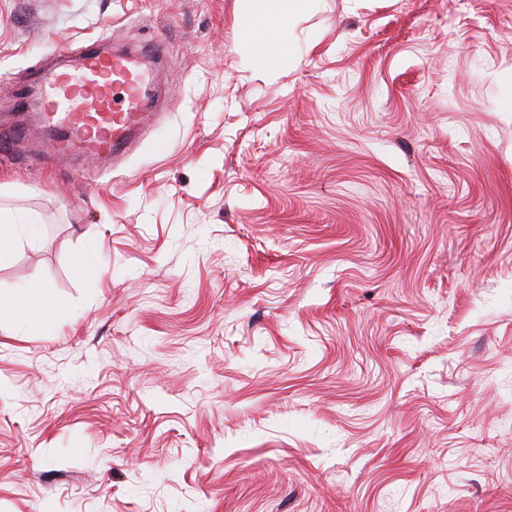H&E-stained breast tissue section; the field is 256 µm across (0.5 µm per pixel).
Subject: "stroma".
Here are the masks:
<instances>
[{
    "label": "stroma",
    "instance_id": "obj_1",
    "mask_svg": "<svg viewBox=\"0 0 512 512\" xmlns=\"http://www.w3.org/2000/svg\"><path fill=\"white\" fill-rule=\"evenodd\" d=\"M0 0V512H512V0ZM158 42L155 117L57 157L21 96ZM92 256L84 275L76 257ZM312 0H247L249 24L240 38L254 48V63L273 71L289 48L293 23L312 7ZM0 266L12 259V244L14 242L13 217L8 211L0 210ZM0 323L16 320L34 333H50L63 313V307L46 291L0 286Z\"/></svg>",
    "mask_w": 512,
    "mask_h": 512
}]
</instances>
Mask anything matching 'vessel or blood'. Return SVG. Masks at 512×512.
<instances>
[{"label": "vessel or blood", "instance_id": "b4317fda", "mask_svg": "<svg viewBox=\"0 0 512 512\" xmlns=\"http://www.w3.org/2000/svg\"><path fill=\"white\" fill-rule=\"evenodd\" d=\"M147 52L106 53L84 42L66 67L47 72L40 99L47 120L66 133L52 148L61 155L119 154L133 128L153 109Z\"/></svg>", "mask_w": 512, "mask_h": 512}]
</instances>
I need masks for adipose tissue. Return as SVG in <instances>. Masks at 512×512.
Instances as JSON below:
<instances>
[{
    "mask_svg": "<svg viewBox=\"0 0 512 512\" xmlns=\"http://www.w3.org/2000/svg\"><path fill=\"white\" fill-rule=\"evenodd\" d=\"M249 23L240 38L254 49L256 65L274 70L287 51L293 23L312 7L311 0H247ZM63 312L46 291L0 289V319L15 320L34 333H49Z\"/></svg>",
    "mask_w": 512,
    "mask_h": 512,
    "instance_id": "1",
    "label": "adipose tissue"
}]
</instances>
